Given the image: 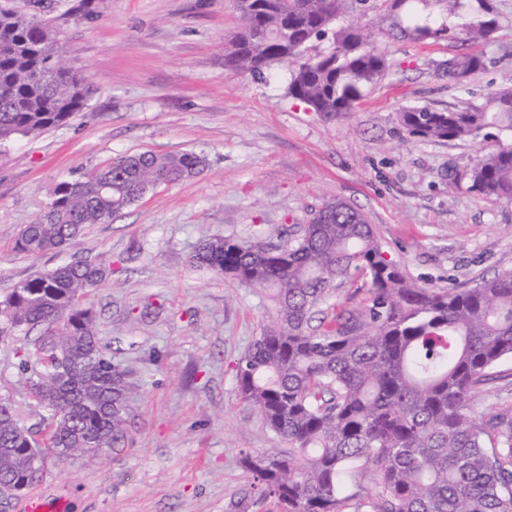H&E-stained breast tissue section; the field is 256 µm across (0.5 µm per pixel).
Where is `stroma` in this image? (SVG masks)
Listing matches in <instances>:
<instances>
[{
  "label": "stroma",
  "mask_w": 512,
  "mask_h": 512,
  "mask_svg": "<svg viewBox=\"0 0 512 512\" xmlns=\"http://www.w3.org/2000/svg\"><path fill=\"white\" fill-rule=\"evenodd\" d=\"M48 22L59 60L91 94L68 123L0 145V292L75 260L106 267L89 293L114 364L135 384L124 444L96 457L48 463L36 490L67 512H258L247 452L287 448L241 397L235 365L272 315L264 293L192 256L214 236L254 241L309 223L340 198L363 213L408 277L431 288H468L512 269V205L453 182L498 136L424 142L399 116L409 106L448 109L512 91V0H495L501 28L487 65L451 81L439 63L471 47L388 35L383 0L352 17L388 61L354 111L328 119L290 97L288 63L233 75L224 48L238 30L234 0H11ZM193 151L194 178L163 184L64 249L18 251L63 181H78L126 154ZM44 327L0 342V397L29 395L18 349Z\"/></svg>",
  "instance_id": "35a3bbf8"
}]
</instances>
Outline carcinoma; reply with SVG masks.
Here are the masks:
<instances>
[{"instance_id":"carcinoma-1","label":"carcinoma","mask_w":512,"mask_h":512,"mask_svg":"<svg viewBox=\"0 0 512 512\" xmlns=\"http://www.w3.org/2000/svg\"><path fill=\"white\" fill-rule=\"evenodd\" d=\"M365 0H236L239 26L224 50L234 74L294 65L288 94L327 116L351 112L387 69L356 26L334 32V47L303 60L299 51ZM390 30L418 42L456 39L487 45L499 27L494 0H394ZM481 53L442 63L456 80L484 68ZM83 76L55 59L47 24L0 4V143L65 123L86 105ZM422 141L505 136L461 174L468 190L512 204V92H491L448 111L400 113ZM194 152L115 159L84 180L61 182L52 202L16 241L38 254L59 249L89 224H104L148 184L195 176ZM195 263L268 294L275 315L236 376L242 398L288 440L279 453H245L255 504L276 512H512V405L480 418L473 399L512 361V271L470 288H428L388 256L372 225L337 199L284 242L204 240ZM362 277L355 305L328 304L337 281ZM105 279L77 261L36 273L0 299V340L47 327L34 352L18 350L44 428L0 412V487H32L59 449L98 456L126 436L134 389L112 363L93 310L81 304Z\"/></svg>"}]
</instances>
